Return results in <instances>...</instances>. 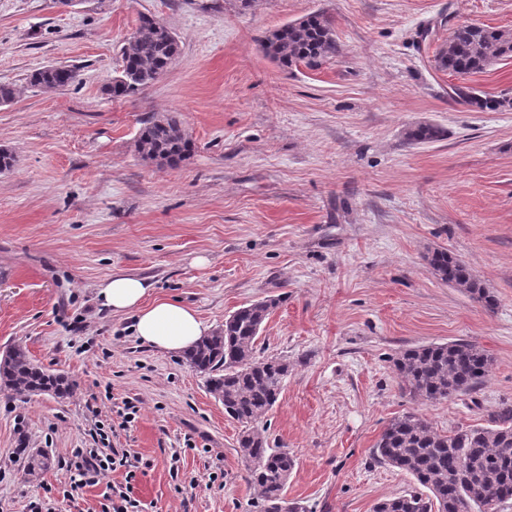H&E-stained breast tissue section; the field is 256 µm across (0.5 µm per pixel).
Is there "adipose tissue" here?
<instances>
[{
	"label": "adipose tissue",
	"instance_id": "ef3b65f1",
	"mask_svg": "<svg viewBox=\"0 0 512 512\" xmlns=\"http://www.w3.org/2000/svg\"><path fill=\"white\" fill-rule=\"evenodd\" d=\"M147 279L124 273L102 282L98 295L105 307L134 318L137 336L155 349L181 353L210 332L197 313L176 301L152 298Z\"/></svg>",
	"mask_w": 512,
	"mask_h": 512
}]
</instances>
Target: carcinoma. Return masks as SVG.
I'll return each mask as SVG.
<instances>
[{
  "instance_id": "1",
  "label": "carcinoma",
  "mask_w": 512,
  "mask_h": 512,
  "mask_svg": "<svg viewBox=\"0 0 512 512\" xmlns=\"http://www.w3.org/2000/svg\"><path fill=\"white\" fill-rule=\"evenodd\" d=\"M263 50L285 70L300 64L316 70L339 56L342 46L333 22L313 14L271 31ZM122 70L113 78L111 91L133 94L163 75L179 56L174 33L162 22L144 16L133 35L121 47ZM512 57V34L476 24L451 29L448 42L435 56L438 70L465 79L482 73L498 61ZM77 72L49 65L29 75L36 88L63 90L72 86ZM459 99L481 111L512 107L508 97L489 96L471 86L455 85ZM433 125L408 130L410 143L438 139ZM136 150L145 158L169 157L178 164L192 151V141L169 118L144 123ZM433 273L466 296L489 308L496 300L472 270L446 250L428 256ZM279 300L257 301L224 319V327L203 337L184 354L186 363L206 377L210 394L224 404V413L242 429L238 448L257 492L259 512H305L285 498V488L296 459L287 450L270 446L257 423L278 402L288 377V361L256 356L263 324ZM402 388L416 399L436 401L470 392L483 384L491 358L475 344L456 340L405 349L394 359ZM0 391L19 396L53 394L66 398L73 392L68 378L36 364L25 347L17 343L0 357ZM377 459L410 475L415 487L378 502L374 512H500L512 501V401H503L490 414L485 426H461L447 433L434 428L426 418L408 413L392 419L374 446ZM26 474L38 477L45 467L43 454L20 449Z\"/></svg>"
}]
</instances>
